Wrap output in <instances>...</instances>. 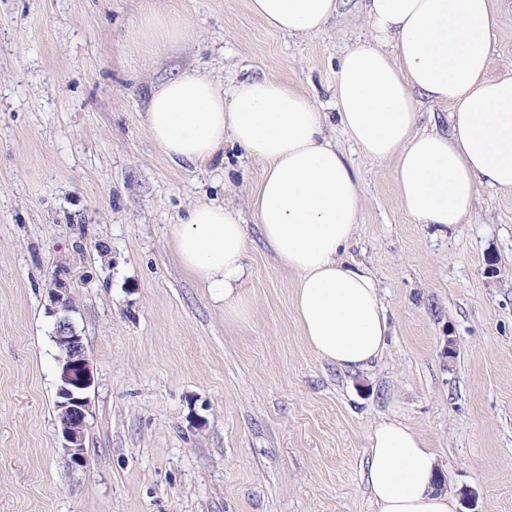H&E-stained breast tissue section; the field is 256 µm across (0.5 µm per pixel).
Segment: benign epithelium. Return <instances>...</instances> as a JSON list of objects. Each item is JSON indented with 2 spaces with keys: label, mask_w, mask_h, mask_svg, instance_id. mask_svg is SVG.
I'll list each match as a JSON object with an SVG mask.
<instances>
[{
  "label": "benign epithelium",
  "mask_w": 512,
  "mask_h": 512,
  "mask_svg": "<svg viewBox=\"0 0 512 512\" xmlns=\"http://www.w3.org/2000/svg\"><path fill=\"white\" fill-rule=\"evenodd\" d=\"M68 290V283L60 279L55 280L49 288L50 310L58 316L53 341L59 351L60 383L54 410L62 448L70 462L80 466L85 461V433L90 412L87 392L94 385L95 378L83 337L68 317Z\"/></svg>",
  "instance_id": "obj_1"
}]
</instances>
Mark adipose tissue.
<instances>
[{"label": "adipose tissue", "instance_id": "1", "mask_svg": "<svg viewBox=\"0 0 512 512\" xmlns=\"http://www.w3.org/2000/svg\"><path fill=\"white\" fill-rule=\"evenodd\" d=\"M370 39L336 72V108L347 135L371 161H393L402 209L422 224H462L480 187L512 191V73L486 78L494 0H359ZM269 28L304 37L321 31L339 0H248ZM447 106L449 130L419 125V95ZM152 141L174 161L209 163L232 141L264 165L251 197L262 236L298 280L293 306L306 343L323 360L362 370L390 336L376 282L343 260L361 198L326 116L276 79L232 88L193 73L158 85L147 110ZM173 248L229 314L244 305L246 227L233 209L200 202L171 230ZM366 484L377 512H452L437 491L438 456L417 431L384 419L367 447Z\"/></svg>", "mask_w": 512, "mask_h": 512}]
</instances>
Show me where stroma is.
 <instances>
[{
  "label": "stroma",
  "mask_w": 512,
  "mask_h": 512,
  "mask_svg": "<svg viewBox=\"0 0 512 512\" xmlns=\"http://www.w3.org/2000/svg\"><path fill=\"white\" fill-rule=\"evenodd\" d=\"M150 13L183 37L154 39ZM369 37L357 0L305 37L247 0H0V512H376L366 447L386 418L437 451L456 512H512V192L480 188L464 224L404 212L393 162L364 159L336 114L343 53ZM509 71L503 0L487 74ZM185 73L272 77L326 113L362 199L344 258L392 328L368 368L306 343L297 275L250 208L260 162L228 141L206 167L175 163L150 139L152 89ZM198 202L246 224L240 317L173 251ZM57 273L95 376L80 466L55 424Z\"/></svg>",
  "instance_id": "obj_1"
}]
</instances>
